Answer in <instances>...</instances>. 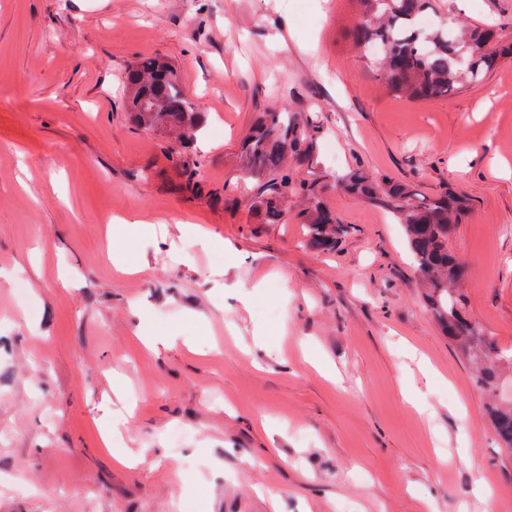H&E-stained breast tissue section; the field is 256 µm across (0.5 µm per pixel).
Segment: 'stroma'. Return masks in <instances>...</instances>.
I'll return each mask as SVG.
<instances>
[{"label":"stroma","instance_id":"stroma-1","mask_svg":"<svg viewBox=\"0 0 512 512\" xmlns=\"http://www.w3.org/2000/svg\"><path fill=\"white\" fill-rule=\"evenodd\" d=\"M447 9L512 23V0ZM357 12L0 0V512H512V452L489 417L512 404V60L411 102L353 48ZM147 54L175 65L206 114L187 150L197 195L123 110ZM271 109L310 129L318 163L296 177L348 225L335 251L309 247L305 197L281 224L254 205L240 150ZM351 169L468 198L448 248L469 319L503 353L494 390L428 310L390 203L338 185ZM138 219L172 252L120 230ZM203 231L215 244H196ZM160 330L174 342L144 348ZM108 423L134 466L102 448Z\"/></svg>","mask_w":512,"mask_h":512}]
</instances>
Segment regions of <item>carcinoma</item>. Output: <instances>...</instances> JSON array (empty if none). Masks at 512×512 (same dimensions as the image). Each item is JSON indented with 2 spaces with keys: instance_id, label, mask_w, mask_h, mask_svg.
<instances>
[{
  "instance_id": "obj_1",
  "label": "carcinoma",
  "mask_w": 512,
  "mask_h": 512,
  "mask_svg": "<svg viewBox=\"0 0 512 512\" xmlns=\"http://www.w3.org/2000/svg\"><path fill=\"white\" fill-rule=\"evenodd\" d=\"M358 17L350 30L355 47L373 57L388 92L411 101L449 98L463 88L481 82L506 55L512 57V35L479 27L471 28L453 18L444 26L424 27L420 20L435 16L443 0H357ZM125 106L132 121L145 130L160 131L181 145L194 139L203 127L205 114L187 95L178 71L164 59L139 57L128 71ZM298 167L314 168L316 157L308 129L282 111L263 113L243 143L242 167L259 182L255 206L268 224H280L288 197L302 193L309 199L301 212L308 229L309 246L320 253L336 249L346 232L332 212L315 197L314 185L296 181L288 169V157ZM185 189L199 183L198 163L177 162ZM348 191L372 197L378 184L356 169L341 178ZM383 192L403 224L408 248L417 269L432 288L431 307L448 337L480 360L478 382L493 386L501 352L464 315V297L448 285L464 276V267L448 250V238L468 212L467 199L445 190L435 199H418L413 187L393 179ZM495 431L512 448V409L493 415Z\"/></svg>"
}]
</instances>
